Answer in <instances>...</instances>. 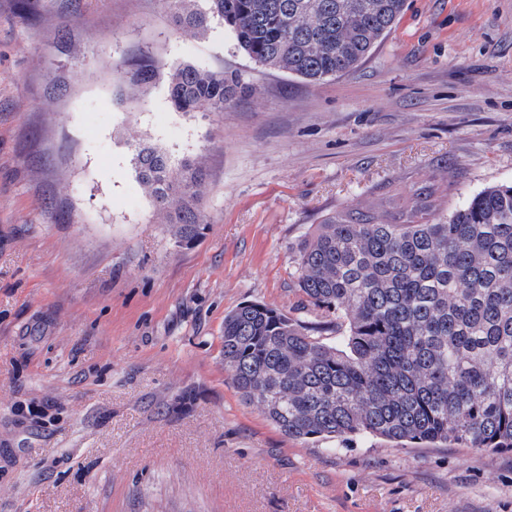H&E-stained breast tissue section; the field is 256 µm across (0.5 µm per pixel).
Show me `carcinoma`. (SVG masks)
<instances>
[{
    "label": "carcinoma",
    "instance_id": "1",
    "mask_svg": "<svg viewBox=\"0 0 512 512\" xmlns=\"http://www.w3.org/2000/svg\"><path fill=\"white\" fill-rule=\"evenodd\" d=\"M182 31L216 20L268 69L321 82L353 70L389 33L404 0H164ZM117 67L133 90L164 78L178 112H222L252 92L238 74L147 53ZM137 180L159 223L189 243L208 188L204 157L173 159L132 135ZM416 194L415 224L367 208L334 214L300 245L307 302L336 318L311 336L262 302L224 316V372L247 405L293 440L384 439L402 448L512 451V185L488 187L450 218Z\"/></svg>",
    "mask_w": 512,
    "mask_h": 512
}]
</instances>
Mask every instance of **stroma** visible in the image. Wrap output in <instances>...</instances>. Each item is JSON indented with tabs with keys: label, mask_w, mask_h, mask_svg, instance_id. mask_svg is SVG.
I'll use <instances>...</instances> for the list:
<instances>
[{
	"label": "stroma",
	"mask_w": 512,
	"mask_h": 512,
	"mask_svg": "<svg viewBox=\"0 0 512 512\" xmlns=\"http://www.w3.org/2000/svg\"><path fill=\"white\" fill-rule=\"evenodd\" d=\"M27 12H20V2ZM150 52L254 94L175 111L127 89ZM204 155L200 237L156 223L130 134ZM512 183V0H405L354 70L255 65L163 0H0V512H512V452L306 442L241 401L224 316L260 301L326 335L295 257L367 206L447 217Z\"/></svg>",
	"instance_id": "stroma-1"
}]
</instances>
